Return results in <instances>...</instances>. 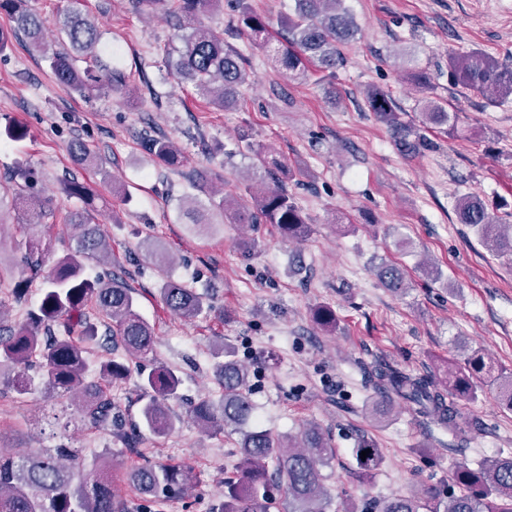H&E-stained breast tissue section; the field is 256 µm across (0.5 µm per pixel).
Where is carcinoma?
I'll return each instance as SVG.
<instances>
[{"label": "carcinoma", "mask_w": 512, "mask_h": 512, "mask_svg": "<svg viewBox=\"0 0 512 512\" xmlns=\"http://www.w3.org/2000/svg\"><path fill=\"white\" fill-rule=\"evenodd\" d=\"M149 9L169 13L175 30L182 33L183 47L178 56L167 60L169 73L191 83L217 109L235 103L249 74L241 56L224 44V37L202 24V17L220 10L223 0H136ZM295 16L282 26L284 41L276 51L275 62L288 70V76L302 79L307 63L335 69L341 62L336 42L355 35L358 26L344 6V0H295ZM238 27L252 42L266 41L268 24L251 9L247 0H236ZM0 13L9 16L12 26L0 29V52L12 38L24 35L32 49L49 64L58 85L70 94L85 95L97 87L127 89L123 70L106 65L97 69L77 66L81 59L96 55L100 33L89 15L73 10L58 18L55 25L64 48L56 49L44 39L46 20L33 11L28 0H0ZM448 80L456 88L476 92L489 100L512 99V67L472 51L448 57ZM419 122L455 130L457 113L449 112L433 96L430 82L417 85ZM369 107L385 123L398 144L411 148L414 126L404 121L394 97L382 90L367 92ZM253 167L265 174L284 168L277 152L262 145L246 144ZM147 150L154 162L174 166L180 155L165 139H152ZM73 162L86 167L96 163L93 151L83 142L69 145ZM194 188L207 196L180 204L186 208L200 235L217 224H271L282 237L290 239L307 233L308 225L294 198L281 185L264 181L245 185L249 200L219 196L211 187L209 175H198ZM61 190L80 202L63 223L71 229L63 254L51 266L46 255L53 245L38 230L43 219L55 216L49 201L40 204L36 220L21 225L22 237L16 241L20 266H0V285L9 284L16 301L25 298L34 283L42 290L38 304L18 326L0 321V379L19 395L33 390L35 372L44 389L59 396L74 395L79 400L77 414L82 426L111 432L127 440L126 421L112 397L96 382L85 380L88 346L99 343L98 325L112 347L122 349L132 359H151L155 339L153 325L138 310L135 289L105 270L95 277L86 272L87 261L111 252V242L102 225L92 222L95 194L90 185L75 178L61 184ZM456 217L471 227L486 249L493 254L512 255V225L504 224L477 196L457 199ZM149 260L166 273L172 258L164 248L146 250ZM376 275L392 293L408 291L406 275L398 265L381 261ZM159 294L164 306L177 316L194 319L214 306L203 294L167 276ZM314 322L325 331L336 328V313L329 306L314 311ZM213 376L221 394L204 396L189 406L187 414L211 433L228 429L240 435L241 460L235 475L224 481V499L216 512H331L333 496L325 486L322 470L331 466L335 449L331 439L311 424L300 436L276 435L251 426L256 407L247 394L249 368L239 361L234 349L220 342L213 347ZM130 368L123 361L108 359L100 367L109 383L124 381ZM385 387L423 415H434L450 430L457 428L456 398L476 397L477 391L494 385L495 401L512 411V371L486 360L475 350L464 358L453 357L444 366L443 388L421 377L396 368L379 374ZM181 379L177 372L159 364L141 376L145 402L139 423L152 435L166 438L177 429L181 416L172 411L169 401L177 398ZM369 449L371 453L361 456ZM358 477L369 479L381 462L378 448L360 438L354 448ZM189 467L165 466L146 462L133 469L127 480L144 498L179 497L191 476ZM452 488L443 491L427 487L416 494H395L379 505V512H512V454L488 457L471 464L457 463L451 475ZM114 477L105 471L86 474L80 470L77 450L58 446L33 453L9 454L0 451V512H123L124 505L115 493Z\"/></svg>", "instance_id": "cac0c4a2"}]
</instances>
